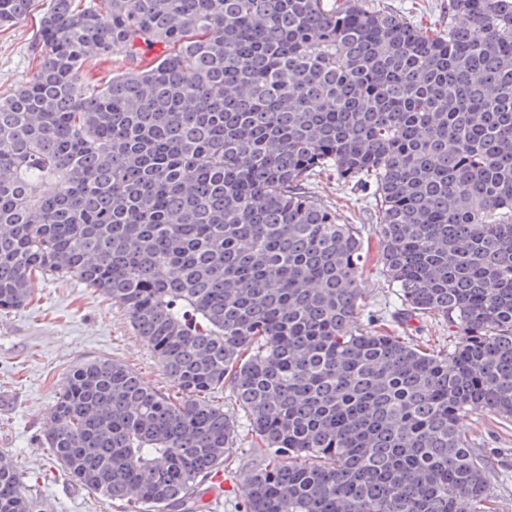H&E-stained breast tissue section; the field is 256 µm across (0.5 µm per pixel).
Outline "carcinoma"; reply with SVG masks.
Here are the masks:
<instances>
[{
    "instance_id": "cac0c4a2",
    "label": "carcinoma",
    "mask_w": 512,
    "mask_h": 512,
    "mask_svg": "<svg viewBox=\"0 0 512 512\" xmlns=\"http://www.w3.org/2000/svg\"><path fill=\"white\" fill-rule=\"evenodd\" d=\"M34 5L0 0V28ZM448 15L431 35L375 0H48L0 99V311L74 279L183 394L78 367L43 433L75 482L215 512L228 390L264 446L240 512H492L466 420L512 419V0ZM325 170L372 190L399 323L441 318L447 348L369 325L363 230L306 191ZM0 512H36L12 460ZM127 66V62L121 57H113L112 59H98L87 65V77L92 80L103 81L108 78L115 70L122 69Z\"/></svg>"
}]
</instances>
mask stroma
Here are the masks:
<instances>
[{"instance_id": "stroma-1", "label": "stroma", "mask_w": 512, "mask_h": 512, "mask_svg": "<svg viewBox=\"0 0 512 512\" xmlns=\"http://www.w3.org/2000/svg\"><path fill=\"white\" fill-rule=\"evenodd\" d=\"M386 10L403 15L435 33L448 25V0H380ZM46 0H36L37 11ZM29 16L0 31V98L10 96L29 79L37 65V18ZM310 192L336 209L343 223L372 224L377 219L370 191L347 192L334 172H323ZM365 303L378 316V330L393 334L389 315L397 299L379 273V244L364 237ZM34 296L24 309L0 311V453L17 461L29 496L49 512H144L136 505L116 506L98 493L76 484L43 446V422L69 374L92 359L124 363L149 386L166 390L170 384L151 348L135 336L124 309L75 280L35 279ZM468 434L474 448L492 463L494 512H512V420L490 412L470 418ZM230 466L224 473V503L220 512H236V496L261 455L251 443L227 449Z\"/></svg>"}]
</instances>
